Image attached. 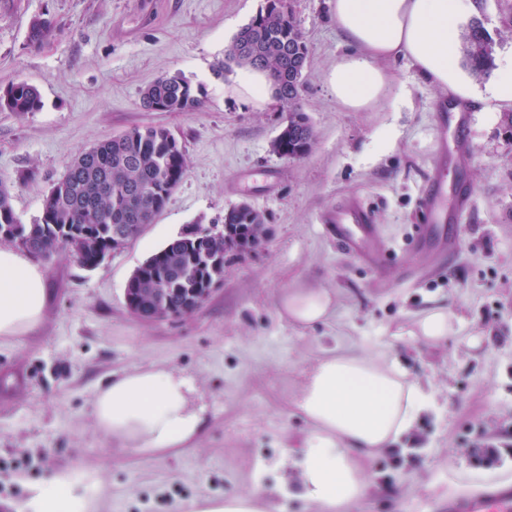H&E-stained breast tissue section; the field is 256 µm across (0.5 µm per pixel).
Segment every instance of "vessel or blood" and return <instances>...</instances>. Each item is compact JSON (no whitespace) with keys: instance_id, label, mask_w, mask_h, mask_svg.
<instances>
[{"instance_id":"b4317fda","label":"vessel or blood","mask_w":512,"mask_h":512,"mask_svg":"<svg viewBox=\"0 0 512 512\" xmlns=\"http://www.w3.org/2000/svg\"><path fill=\"white\" fill-rule=\"evenodd\" d=\"M467 207L465 192L448 198L437 180H430L420 200L425 222L418 225L417 237H424L427 224L446 221L449 214L463 216ZM326 224L331 225L339 245L346 247L362 261L378 264L381 257V232L374 224L369 209L358 199H348L336 211L330 212ZM448 512H512V485L489 488L478 496L449 499Z\"/></svg>"}]
</instances>
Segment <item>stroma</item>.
Returning <instances> with one entry per match:
<instances>
[{"instance_id":"1","label":"stroma","mask_w":512,"mask_h":512,"mask_svg":"<svg viewBox=\"0 0 512 512\" xmlns=\"http://www.w3.org/2000/svg\"><path fill=\"white\" fill-rule=\"evenodd\" d=\"M265 0H0V88L25 81L39 111L0 109V182L18 219H40L53 183L73 158L133 126L171 130L188 172L154 223L99 266L67 251L41 260L50 298L41 327L0 341V512H23L32 485L59 468L100 470L102 512H180L202 496L247 491L263 467L284 472V451L309 429L292 400L303 371L329 351L397 364L432 394L401 445L361 464L375 493L352 512H443L450 496L512 483V113L467 112L465 159L442 143L448 97L405 62L392 63L391 96L375 111L337 105L329 67L346 47L327 0H291L310 49L302 107L314 139L290 160L272 143L286 122L274 99L243 95L234 73L212 74L235 34ZM53 24L40 46L31 18ZM478 17L512 55V0H479ZM203 88L193 112H150L143 90L165 74ZM466 185L469 213L435 225L450 238L444 260L416 247L419 200L429 178ZM357 197L371 210L386 254L366 265L340 248L321 216ZM248 203L267 237L224 258V279L196 311L144 321L125 301L132 273L190 225L222 223ZM289 288L331 293L327 323L281 318ZM448 307L454 330L433 345L411 336L424 311ZM480 344H473V337ZM153 364L191 374L205 397V429L194 448L145 457L93 431L91 402L112 374ZM493 445L498 465H476L472 449Z\"/></svg>"}]
</instances>
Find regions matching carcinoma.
Instances as JSON below:
<instances>
[{
  "instance_id": "1",
  "label": "carcinoma",
  "mask_w": 512,
  "mask_h": 512,
  "mask_svg": "<svg viewBox=\"0 0 512 512\" xmlns=\"http://www.w3.org/2000/svg\"><path fill=\"white\" fill-rule=\"evenodd\" d=\"M51 22L31 20L28 44L40 45ZM464 59L476 75L494 66V43L480 21L462 34ZM308 47L285 0H266V6L234 37L212 74L224 79L233 68L253 67L274 77L272 91L283 102L286 125L272 147L278 154L301 158L308 153L313 132L300 102L303 87L298 55ZM204 91L193 88L179 74L159 78L142 93L143 106L152 112H190L203 105ZM42 108L38 88L24 81L0 89V109L20 114ZM188 162L173 134L162 126H136L79 154L47 195L42 216L23 224L14 213L10 189L0 183V241L43 258L52 257L62 243L71 246L73 259L91 268L98 256L112 250V232L153 223L184 179ZM240 227L245 243H258L265 234L264 218L242 203L224 215ZM224 251V241L208 239L197 230H184L151 255V264L131 283L140 306L153 305L167 288H206L224 279V265H213L212 254Z\"/></svg>"
}]
</instances>
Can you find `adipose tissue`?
<instances>
[{"instance_id":"adipose-tissue-1","label":"adipose tissue","mask_w":512,"mask_h":512,"mask_svg":"<svg viewBox=\"0 0 512 512\" xmlns=\"http://www.w3.org/2000/svg\"><path fill=\"white\" fill-rule=\"evenodd\" d=\"M337 30L352 46L327 75L337 103L364 112L392 92L388 62L404 58L457 103L486 112L512 109V60L485 85L462 64L461 26L476 12L475 0H328ZM48 289L40 265L21 250L0 245V339L23 336L43 320ZM333 297L314 288H292L280 297V313L311 326L326 322ZM431 404L430 393L394 364L377 358L332 353L306 372L294 406L311 430L288 449L283 466L294 469L300 498L315 512H350L373 490L360 464L407 435ZM206 406L193 379L181 372L137 367L112 377L92 400L98 434L120 448L153 455L193 447L205 425ZM256 469L248 491L226 498L204 497L188 512H286L294 492L268 487ZM95 472L59 469L49 485L33 488L26 512H101L86 486L99 485Z\"/></svg>"}]
</instances>
